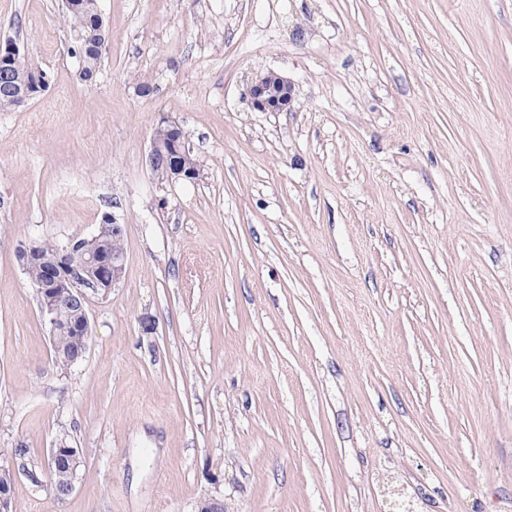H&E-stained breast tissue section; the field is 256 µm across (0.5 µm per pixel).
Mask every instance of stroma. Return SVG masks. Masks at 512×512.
<instances>
[{
    "label": "stroma",
    "mask_w": 512,
    "mask_h": 512,
    "mask_svg": "<svg viewBox=\"0 0 512 512\" xmlns=\"http://www.w3.org/2000/svg\"><path fill=\"white\" fill-rule=\"evenodd\" d=\"M100 7L88 85L61 0H0V44L53 78L0 112L15 512H512V0ZM269 70L294 111L248 106ZM165 120L198 180L146 167ZM106 215L124 277L64 368L17 251ZM60 438L62 501L26 475ZM80 448H72L66 443L65 439L57 440L50 448L47 458V470L50 473L51 488L53 492L58 485L65 481L68 477L66 470L53 471L62 461H67L69 465V479L60 486L59 492L56 493L58 499L63 500L68 497L75 488L77 470L80 465Z\"/></svg>",
    "instance_id": "obj_1"
}]
</instances>
